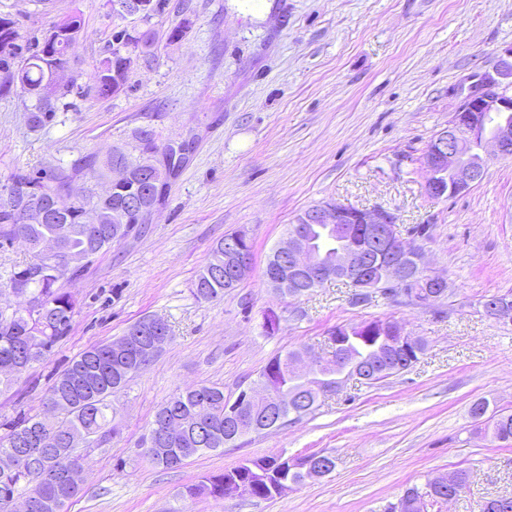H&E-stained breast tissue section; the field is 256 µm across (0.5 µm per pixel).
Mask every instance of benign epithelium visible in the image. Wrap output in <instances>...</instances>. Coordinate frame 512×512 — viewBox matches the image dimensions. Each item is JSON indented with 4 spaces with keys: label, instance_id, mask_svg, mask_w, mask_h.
<instances>
[{
    "label": "benign epithelium",
    "instance_id": "benign-epithelium-1",
    "mask_svg": "<svg viewBox=\"0 0 512 512\" xmlns=\"http://www.w3.org/2000/svg\"><path fill=\"white\" fill-rule=\"evenodd\" d=\"M512 88V45L500 49L494 66L484 71L476 82L457 90L458 104L448 121L439 131L425 152V165L430 172L426 193L434 198L447 193H459L480 182L487 164L499 158L512 157V96L506 91ZM451 173L453 182L443 187L439 178ZM159 182L151 174L145 176L141 194L129 200L134 210L148 215L157 208ZM305 224H330L336 226L340 240L333 247L317 249L311 246L308 233L297 227L278 244L279 259L288 262L289 271L317 279L340 280L367 293L376 285H386L408 298L410 281L425 278L433 288L430 298L439 300L447 294V278L428 270L424 260H417L411 267L404 259L409 246L402 236L396 217L383 209L360 210L354 216L335 204L316 205L303 214ZM352 224L366 225L370 245L392 258L389 263H377L370 259L368 250L360 248L354 240ZM249 242L234 241L224 246V262L231 266L233 284H239L253 266L252 250L243 246ZM316 363L309 352H303L288 360L286 370L301 378L303 388L298 392L273 391L261 385H253L238 395L236 403L228 406L225 417L235 427L236 434L258 432L266 418L275 420L274 426L288 422L284 412L295 408L303 397L313 395L322 399L338 391L347 381L361 379L356 372L344 376L327 377L315 372ZM23 448L12 458L0 461L4 469L15 468L20 463L36 465L45 452L61 445L58 438L32 437L21 441Z\"/></svg>",
    "mask_w": 512,
    "mask_h": 512
}]
</instances>
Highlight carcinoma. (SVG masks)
Returning a JSON list of instances; mask_svg holds the SVG:
<instances>
[{"label": "carcinoma", "instance_id": "1", "mask_svg": "<svg viewBox=\"0 0 512 512\" xmlns=\"http://www.w3.org/2000/svg\"><path fill=\"white\" fill-rule=\"evenodd\" d=\"M82 34L81 21L76 15L56 20L40 39L24 38L15 21L0 17V92L8 93L18 86L35 99L34 109L28 116L32 127L43 126L54 113L56 103L72 93L82 97L90 89L99 96H109L122 91L138 61L154 55L161 39L153 28L146 29L140 38L123 30L120 32L123 36L121 44L133 46L139 54L124 56L110 44L89 74L88 84L77 83L74 76L63 83L59 72L67 68L69 50ZM136 140L137 157L117 147L102 161L89 154L71 170L58 167L51 171L18 173L10 179L7 196L0 198V246L20 241L31 254V260L11 272L3 284V288L20 299V303L15 307H0V393L12 387L17 375L46 359L71 329L76 301L58 283L79 275L81 270L69 269L64 263L65 255L100 254L146 223L147 217L129 212L126 202L140 188L144 172L153 169V157L159 145L150 130L138 131ZM116 162L130 168L129 176L105 193L96 192L91 184L111 180L112 165ZM78 178L84 179L89 186L82 188L80 194L64 206H56L55 199L67 194ZM32 208L42 211L43 218L26 224L24 215ZM48 238L59 243V261L54 264L46 263L37 250L40 242ZM227 291L224 241L220 240L194 281L192 292L199 300L211 301L223 297ZM376 293L396 300L391 289L378 287L369 293L353 290L350 303L364 305ZM34 294L41 296L43 301L42 311L38 313L26 308V297ZM383 324L382 320H372L365 327L343 325L331 332L348 344V352L357 358L359 365L369 367L367 385L410 369L427 349L424 344L409 356L395 354L388 358L392 371L376 372L375 362L385 341ZM151 359L152 356L137 345L124 360L112 357L108 343L90 346L48 385L42 407H53L52 419L36 414L0 421V456L11 453L16 437L33 428L78 437L76 444L67 451H57L45 457L41 462L42 470L63 473L70 466L80 465V456L76 452L78 445L89 447L116 433L109 397L124 388L132 375ZM228 404L230 401L224 398V387L202 384L175 393L158 412L166 411V418L183 424V447L195 456L226 447L224 408ZM470 413L493 440L512 445V412L491 411L488 401L479 400L472 404ZM309 458L320 461L324 455L244 460L221 474L205 476L185 487L182 497H222L224 486L235 484L243 487L244 496L270 499L276 495L275 486L280 479L287 478L297 484L305 480L303 466ZM458 476L460 487L456 490L448 485L438 488L431 484L424 493L417 487L406 489L399 498L403 505L401 512H422V500L426 496L435 501L444 500L451 492L460 496L467 487L468 474L460 471ZM21 486L29 488V498L50 504L44 512H67L69 502L81 492L63 477L53 486H44L23 471L0 470V512H15L16 495Z\"/></svg>", "mask_w": 512, "mask_h": 512}]
</instances>
